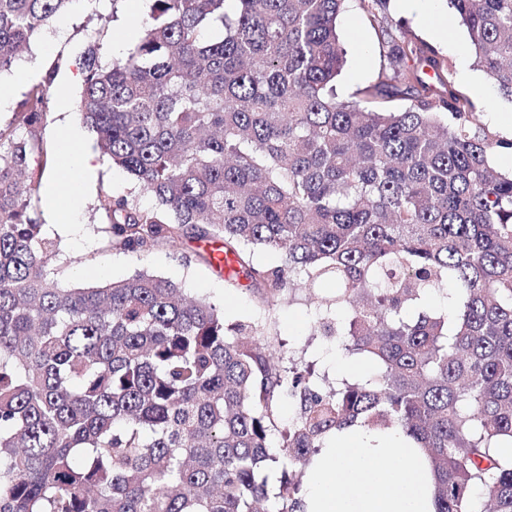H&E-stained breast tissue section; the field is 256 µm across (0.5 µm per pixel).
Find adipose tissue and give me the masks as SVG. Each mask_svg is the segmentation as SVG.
I'll list each match as a JSON object with an SVG mask.
<instances>
[{
	"label": "adipose tissue",
	"mask_w": 512,
	"mask_h": 512,
	"mask_svg": "<svg viewBox=\"0 0 512 512\" xmlns=\"http://www.w3.org/2000/svg\"><path fill=\"white\" fill-rule=\"evenodd\" d=\"M306 512H435L433 480L397 432L337 436L306 480Z\"/></svg>",
	"instance_id": "obj_1"
}]
</instances>
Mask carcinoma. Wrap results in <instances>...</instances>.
<instances>
[{
    "instance_id": "1",
    "label": "carcinoma",
    "mask_w": 512,
    "mask_h": 512,
    "mask_svg": "<svg viewBox=\"0 0 512 512\" xmlns=\"http://www.w3.org/2000/svg\"><path fill=\"white\" fill-rule=\"evenodd\" d=\"M71 2L0 0V72ZM150 2L125 56L83 61V124L155 198L104 193V246L216 238L238 266L227 281L244 275L270 312L331 284L314 332L376 373L330 387L282 370L265 325L153 275L61 287L58 241L30 210L39 139L0 127V512H306L298 469L359 425L421 451L435 512H512V172L490 161L512 138L478 123L388 0H360L383 62L358 101L336 94L345 0ZM448 3L512 101V0ZM44 94L19 115L31 133ZM257 249L281 264L255 267ZM449 286L443 308L403 316Z\"/></svg>"
}]
</instances>
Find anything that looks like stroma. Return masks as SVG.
<instances>
[{
	"label": "stroma",
	"instance_id": "stroma-1",
	"mask_svg": "<svg viewBox=\"0 0 512 512\" xmlns=\"http://www.w3.org/2000/svg\"><path fill=\"white\" fill-rule=\"evenodd\" d=\"M147 15V10H132L129 0H98L91 8L86 7L83 0H73L54 20L55 25L64 28V40L49 49L43 48L37 40L24 53L17 65L22 76L12 101L0 109V125L16 122L33 85L48 83L49 91L42 106L48 121L38 129V137L48 156L31 159L32 166L42 168L43 180L57 178L61 171L58 140L64 124L76 127L81 124L77 109L66 113L58 110L56 98L60 81L68 73H81L83 56L91 46H98L99 61L104 66L111 64L113 58L125 55L130 44L123 40V32L141 31ZM388 15L393 23L407 28L448 58L456 86L474 99L481 111L482 123H490L496 113L512 114V102L497 94L489 77L477 68L474 53L457 51L456 42L469 40L464 27L453 24L454 38L450 41L430 35L419 18L400 11L399 0H389ZM338 32L348 54L336 83L337 93L340 98L352 100L377 74L380 66L378 36L359 0H347L338 18ZM81 148L96 155L99 169L94 183L78 200V232H56L43 199L34 200L39 223L47 233L55 234L59 243L55 267L60 284L68 288L100 286L139 271L147 272L175 283L189 296L220 305L226 322L270 319L269 341L281 369L311 363L316 370L326 373L329 382L343 380L335 340L313 332L316 309L308 293L296 291L284 295L274 312L269 314L259 303L256 293L243 286H229L223 275L198 258L199 247L195 239L186 238L142 254L104 248L101 244L103 219L99 211L102 193L131 197L143 207L152 206L153 200L122 169L112 166L106 156L99 154L93 136H85Z\"/></svg>",
	"mask_w": 512,
	"mask_h": 512
}]
</instances>
